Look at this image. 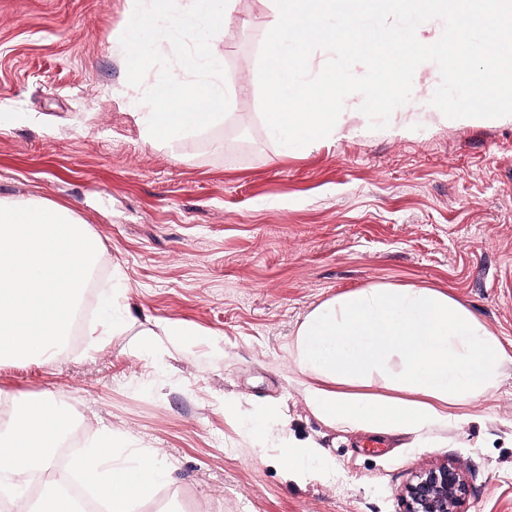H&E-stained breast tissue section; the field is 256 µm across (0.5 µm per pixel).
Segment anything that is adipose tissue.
Listing matches in <instances>:
<instances>
[{"instance_id":"ef3b65f1","label":"adipose tissue","mask_w":512,"mask_h":512,"mask_svg":"<svg viewBox=\"0 0 512 512\" xmlns=\"http://www.w3.org/2000/svg\"><path fill=\"white\" fill-rule=\"evenodd\" d=\"M299 370L313 377L307 404L323 422L352 430L420 435L471 421L468 405L497 391L512 364V340L487 329L465 306L435 288L372 286L344 293L305 315L294 337ZM398 389L395 397L368 393L375 381ZM74 426L68 409L48 395L24 399L11 428L0 434V488L12 491L23 512H72L71 504L27 498L33 473L54 474L50 448ZM112 435L76 458L112 512H129L151 497L167 473L150 456H115ZM292 478L303 479L327 460L310 444L282 439Z\"/></svg>"}]
</instances>
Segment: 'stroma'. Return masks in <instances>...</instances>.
Wrapping results in <instances>:
<instances>
[{"label": "stroma", "mask_w": 512, "mask_h": 512, "mask_svg": "<svg viewBox=\"0 0 512 512\" xmlns=\"http://www.w3.org/2000/svg\"><path fill=\"white\" fill-rule=\"evenodd\" d=\"M234 8L225 75L254 85L270 2ZM132 9L0 0V198L64 206L100 243L77 341L0 364V391L54 394L76 448L111 430L118 456L151 451L170 480L134 512H402L413 474L444 462L466 475L463 512H512V365L473 421L417 441L322 422L292 349L308 312L373 285L445 291L512 340V116L372 131L355 93L335 136L285 154L255 93L204 133L147 141L120 44ZM115 291L130 327L110 336ZM174 323L197 337L161 336ZM228 398L277 408L331 473L288 479L278 439L253 447Z\"/></svg>", "instance_id": "1"}]
</instances>
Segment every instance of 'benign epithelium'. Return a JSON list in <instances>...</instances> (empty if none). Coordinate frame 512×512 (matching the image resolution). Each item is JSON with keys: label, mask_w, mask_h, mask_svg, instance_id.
Masks as SVG:
<instances>
[{"label": "benign epithelium", "mask_w": 512, "mask_h": 512, "mask_svg": "<svg viewBox=\"0 0 512 512\" xmlns=\"http://www.w3.org/2000/svg\"><path fill=\"white\" fill-rule=\"evenodd\" d=\"M468 490L458 466L443 463L423 468L405 486L403 512H461Z\"/></svg>", "instance_id": "7a95c632"}]
</instances>
